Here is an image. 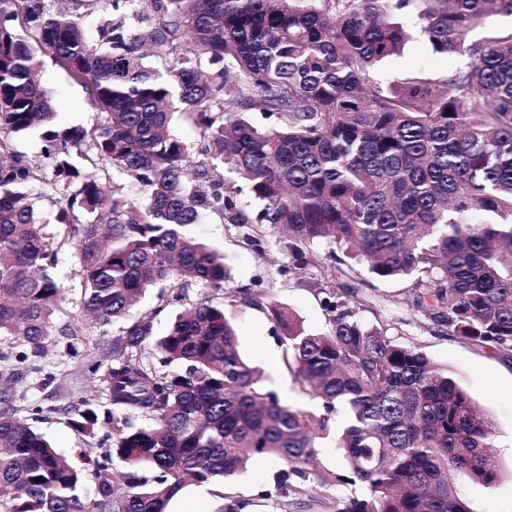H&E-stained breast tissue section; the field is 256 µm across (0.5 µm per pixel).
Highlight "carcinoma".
Here are the masks:
<instances>
[{"label": "carcinoma", "instance_id": "1", "mask_svg": "<svg viewBox=\"0 0 512 512\" xmlns=\"http://www.w3.org/2000/svg\"><path fill=\"white\" fill-rule=\"evenodd\" d=\"M154 3L162 23L140 33L112 24L99 46L49 0H0V337L44 350L59 310L53 270L68 244L82 290L72 336L89 316L100 325L124 319L159 283L224 289L223 256L186 233L214 211L253 232H282L304 265L311 246L324 243L336 262L362 263L374 279H408L416 311L512 355V28L467 43L489 15L512 16V0ZM106 4L139 15L138 0ZM406 12L433 52L466 53L469 69L444 81L424 70L388 87L370 81V70L410 39L397 22ZM146 47L171 65L146 66ZM46 51L87 88L103 124L53 129L51 94L35 79ZM181 105L203 130L193 186L186 147L168 131ZM253 106L278 124L249 123L241 113ZM36 129L47 155H91L133 177L148 204L112 198L97 173L63 161L51 182L63 183L58 241H48L31 193L43 176L12 149L13 136ZM216 160L233 179L215 177ZM245 190L259 211L239 204ZM481 213L497 222L478 220ZM351 280L326 301L330 311L347 298L368 305L361 288L369 281ZM279 321L322 413L294 411L260 389L224 307L198 302L157 339L150 319L132 323L91 365L106 367L112 406V447L94 460L91 506L82 471L0 396V504L6 512H168L189 482L229 479L254 455L278 461V490L298 501L313 478L314 435L342 405L339 482L364 493L338 512H473L450 474L489 488L500 468L489 452L492 427L448 371L351 310L325 333L282 314ZM149 344L156 364L140 356ZM135 415L146 425L132 430ZM116 460L126 471L114 470Z\"/></svg>", "mask_w": 512, "mask_h": 512}]
</instances>
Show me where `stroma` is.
Masks as SVG:
<instances>
[{"label": "stroma", "instance_id": "35a3bbf8", "mask_svg": "<svg viewBox=\"0 0 512 512\" xmlns=\"http://www.w3.org/2000/svg\"><path fill=\"white\" fill-rule=\"evenodd\" d=\"M400 21L414 36L400 55L385 60L372 72L373 81L387 86L418 68L443 80L471 65L466 55L433 53L428 41L416 33L412 14L402 15ZM42 61L39 78L53 93L55 128L88 129L102 124L105 115L91 106L85 87L53 57L43 56ZM189 232L223 254L230 282L220 291L197 283L179 291L172 287L150 289L132 309V318L151 316L153 331L160 335L186 304L209 300L223 305L226 318L236 326L239 351L257 369L261 387L276 392L293 408L319 411L318 400L287 363L288 335L274 312L280 309L289 313L295 323L312 333L329 329L331 314L325 301L338 280L332 274L335 262L328 247H315L316 262L303 265L292 259L274 230L267 228L252 237L247 228L225 223L212 211L205 212ZM58 278L63 301L47 351L38 360L39 370L34 372L21 364L16 370L2 372L0 389L11 387L18 417L45 433L63 455L88 474L97 450L107 445L106 428L99 424L85 432L77 431L70 424L75 416L73 407L84 399L98 413L107 411L104 386L91 372L88 359L92 347L111 346L121 327L93 323L83 337L64 335L69 313L81 306L79 267L72 251L61 253ZM412 293L408 281H374L368 290L370 306L355 310L354 315L366 326L383 330L391 342L419 348L469 392L493 427V451L499 459L500 476L489 488L464 478L458 484L473 512H512V358L471 344L449 332L447 324L412 310ZM346 419L345 409L337 408L330 432L315 437L311 469L319 481L311 485L304 507H296L276 489V462L255 456L244 472L225 482L209 483L204 497H197L196 485L186 487L180 498L185 512H215L226 496L243 502L242 512H337L354 492L353 487L333 484L344 470L335 432Z\"/></svg>", "mask_w": 512, "mask_h": 512}]
</instances>
